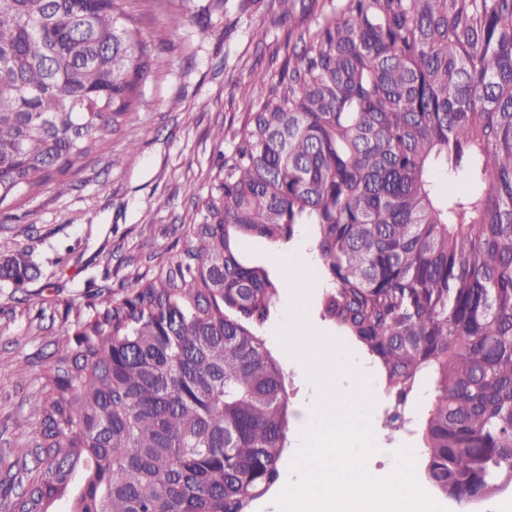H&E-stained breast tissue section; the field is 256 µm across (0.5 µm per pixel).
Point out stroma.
I'll return each instance as SVG.
<instances>
[{"label": "stroma", "instance_id": "1", "mask_svg": "<svg viewBox=\"0 0 512 512\" xmlns=\"http://www.w3.org/2000/svg\"><path fill=\"white\" fill-rule=\"evenodd\" d=\"M179 13L186 23L170 29ZM138 26L163 67L142 85L150 109L131 118L136 162L128 160L126 138L113 135L110 150L84 161L65 194L48 187L0 215V258L24 249L40 270L27 288H0V455L32 448L38 433L28 404L38 383L9 377V365L37 357L76 320L97 314L87 279L115 285L129 265L145 267L156 253L182 249L183 226L207 191L220 150L212 133L237 122L232 92L248 82L251 69L266 67L259 39L283 36L273 16L241 11L240 0H153ZM276 357L287 375L294 432L310 391L297 361L282 351ZM428 401L425 390L411 397L408 425L393 431L383 421L395 397L378 388L370 422L384 452L369 459L371 468L385 473L389 449L418 447L414 422Z\"/></svg>", "mask_w": 512, "mask_h": 512}]
</instances>
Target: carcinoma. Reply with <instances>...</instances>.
Here are the masks:
<instances>
[{"instance_id":"obj_1","label":"carcinoma","mask_w":512,"mask_h":512,"mask_svg":"<svg viewBox=\"0 0 512 512\" xmlns=\"http://www.w3.org/2000/svg\"><path fill=\"white\" fill-rule=\"evenodd\" d=\"M152 0H0V214L69 176L149 107ZM284 39L184 248L64 331L31 408L36 476L8 512H252L288 447L286 375L258 334L285 283L238 252L314 226L322 317L376 365L395 413L429 381L419 476L476 512L512 491V0H241ZM441 172L466 187L441 190ZM39 275L19 249L0 286Z\"/></svg>"}]
</instances>
